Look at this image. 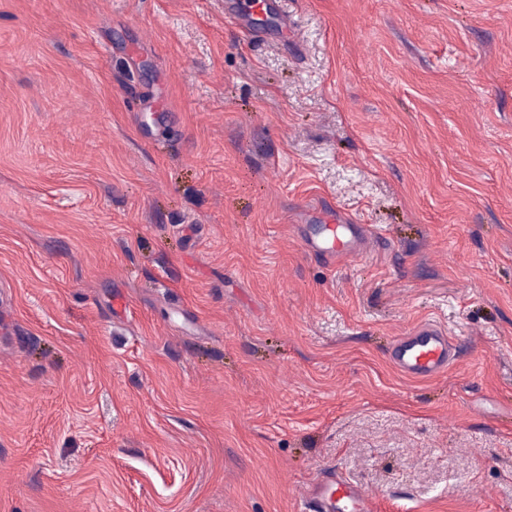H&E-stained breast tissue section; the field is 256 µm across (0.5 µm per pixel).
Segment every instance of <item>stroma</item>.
Segmentation results:
<instances>
[{
	"mask_svg": "<svg viewBox=\"0 0 512 512\" xmlns=\"http://www.w3.org/2000/svg\"><path fill=\"white\" fill-rule=\"evenodd\" d=\"M287 2L0 0V512H512V0ZM254 0L251 2L246 20L247 35L266 37L267 27L261 24L265 19L273 18L279 26L281 39L293 45H299V37L294 24L288 20V12L283 10L281 0ZM324 235L318 239H304L302 246L311 255L329 261L346 257H360L367 252L372 233L361 224H339L333 211L324 215ZM450 349L448 336L441 328L422 324L395 340L391 359L406 377L426 380L446 372ZM309 501L314 504L312 508L308 507ZM345 501L349 504L342 509L341 503ZM306 510H311V512H338L337 510L369 512L371 508L356 487L340 479L336 476V472L325 471L312 485L306 500L302 502L299 511L305 512Z\"/></svg>",
	"mask_w": 512,
	"mask_h": 512,
	"instance_id": "stroma-1",
	"label": "stroma"
}]
</instances>
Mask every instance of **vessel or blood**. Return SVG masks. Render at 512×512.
I'll return each mask as SVG.
<instances>
[{"instance_id":"obj_1","label":"vessel or blood","mask_w":512,"mask_h":512,"mask_svg":"<svg viewBox=\"0 0 512 512\" xmlns=\"http://www.w3.org/2000/svg\"><path fill=\"white\" fill-rule=\"evenodd\" d=\"M269 18L278 24L282 41L298 43L296 28L279 0H252L246 21L248 35L266 36L264 22ZM324 223L321 238L303 240L302 246L308 254L333 261L366 253L372 234L362 225L339 223L331 211L325 213ZM449 356L450 341L446 333L433 324L420 325L409 334L398 337L391 348L395 366L414 380H426L445 373ZM307 498L313 503L311 512H370V506L359 490L332 471L321 473Z\"/></svg>"}]
</instances>
